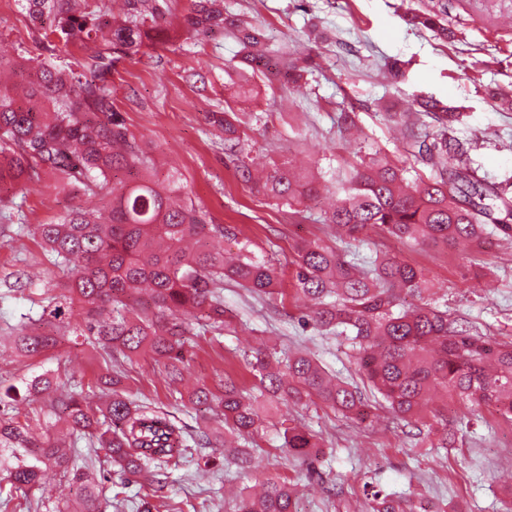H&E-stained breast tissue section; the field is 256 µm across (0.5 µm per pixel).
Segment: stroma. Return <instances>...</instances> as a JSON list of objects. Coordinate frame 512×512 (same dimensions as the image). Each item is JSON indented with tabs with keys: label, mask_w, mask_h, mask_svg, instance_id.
I'll return each instance as SVG.
<instances>
[{
	"label": "stroma",
	"mask_w": 512,
	"mask_h": 512,
	"mask_svg": "<svg viewBox=\"0 0 512 512\" xmlns=\"http://www.w3.org/2000/svg\"><path fill=\"white\" fill-rule=\"evenodd\" d=\"M169 12L151 45L123 60L109 75L112 107L127 131L152 158L159 176L176 167L189 198L210 223L235 227L237 239L250 242L254 255L282 271L274 294L257 296L235 283L224 285V307L234 327L217 337L196 338L183 367L184 380L170 382L162 364L150 357L104 362L100 350L64 336L55 356L23 358L4 344L22 318L53 305L66 280L34 236L36 225L55 221L68 210L103 209L105 192L55 188L52 179L29 182L0 194V381L11 386V405L30 417L39 439L61 447L78 443L88 468L101 473L100 500L105 512H131L129 499L145 492L140 483L122 485L105 452L89 438L74 440L53 397L82 383L97 405L108 395L95 384L113 369L121 386L150 406L170 411L188 439L211 434L209 448H193L179 466L169 468L158 512H232L235 496L266 479H284L298 490V512H366L364 484L412 495L429 512H512V422L449 397L444 410L455 434L449 449L419 444L408 428L381 414L373 425L353 422L315 404H267L264 430L251 449L254 465L242 470L223 455L224 418L217 409L190 404L188 388L212 384L227 372L245 394L258 380L246 364L258 343L313 358L345 381H355L356 352L341 336L303 323L309 303L296 297L295 246L327 238L325 225L295 217L288 206L254 192L225 156L209 115L232 107L242 119L244 155L270 165L307 159L328 186L340 185L350 167L375 150L407 157L406 139L394 135L382 115L398 112L416 95L428 94L460 109L455 135L468 143L470 158L488 181H512V109L494 99L499 86L512 83V0H411L416 9L448 8V40L406 23L400 0H224L226 9L259 26L271 48L298 47L315 32L317 65L299 83L267 79L240 64L236 39L221 31L189 33L182 15L187 0H166ZM94 45L47 43L39 27L21 13L19 0H0V51L19 56L80 62ZM403 64L394 80L389 60ZM350 111L359 138L340 132L337 118ZM368 250L397 255L423 269L433 282V298L449 313L472 321L497 339H512V244L494 241L481 255L482 266L444 250L410 246L370 235ZM51 370L54 394L28 393L24 381ZM299 426L316 434L318 461L292 456L281 448V426ZM68 512H79V485L46 471L43 486L30 494L37 512H54V498Z\"/></svg>",
	"instance_id": "1"
}]
</instances>
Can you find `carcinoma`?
<instances>
[{
    "label": "carcinoma",
    "instance_id": "carcinoma-1",
    "mask_svg": "<svg viewBox=\"0 0 512 512\" xmlns=\"http://www.w3.org/2000/svg\"><path fill=\"white\" fill-rule=\"evenodd\" d=\"M21 2L31 22L51 19L45 38L93 43L97 51L74 67L46 58L35 66L24 57L0 59V188L51 174L60 188L79 185L92 194L110 184L112 200L105 215L77 207L35 228L56 264L79 256L83 265L72 273L65 304L20 325L17 353L30 358L55 349L60 337L40 328L73 311L77 302L82 319L67 324L70 335L99 345L110 357L120 352L162 359L175 382L192 347L193 326L205 334L232 324L224 309V281L267 295L279 284L278 268L245 246L237 258H227L229 230L206 223L192 201L179 197L176 175L160 185L142 174L150 158L112 108L106 73L112 63L137 53L164 20L158 0H125L119 18L90 9L87 0ZM406 21L443 39L451 34L443 11L412 9ZM185 24L197 34L232 33L243 62L254 70L269 63L263 34L224 10V0H190ZM279 59L290 83L312 69L309 53L291 50ZM414 102L416 121L403 112H387L385 120L406 128L416 148L412 156L426 162L431 174L409 179L404 161L379 150L367 154L352 167L345 195L319 217L336 229V245L306 241L295 260V291L311 303L314 325L352 341L363 386L333 380L308 356L256 349L250 366L259 373V396H244L228 373L193 395L196 405L221 408L227 430L239 441L234 464L241 468L252 466L246 445L263 427L255 403L266 394L293 404L318 402L359 421L385 408L414 424L419 436L442 428L437 448L448 447L454 435L447 418L430 410L434 392L512 421V341L492 340L434 302L406 304L403 295L431 290L423 270L394 255L354 251L372 233L451 252L464 245L472 254L492 237L512 240V183L489 184L472 169L465 143L454 136L463 113L433 96ZM211 124L223 134L224 152L239 156L243 138L235 113L214 112ZM237 171L257 193L304 219L313 216L310 203L326 189L320 176L288 161L259 178L243 164ZM52 380L46 371L25 385L38 393ZM120 383L110 372L98 379L111 396L100 418L78 392L58 397L55 405L73 432L98 431L112 466L128 477L156 465V497L166 487L164 468L185 455L184 430L169 413L135 403ZM284 440L299 457L319 453L316 436L307 430L288 427ZM47 466L79 484L82 512H102L97 475L77 465V454L38 444L30 420L20 421L0 399V495L9 501L27 497ZM296 498L287 482L269 480L261 496L240 495L235 512H295ZM368 505L369 512H410L399 494L380 490L371 491Z\"/></svg>",
    "mask_w": 512,
    "mask_h": 512
}]
</instances>
